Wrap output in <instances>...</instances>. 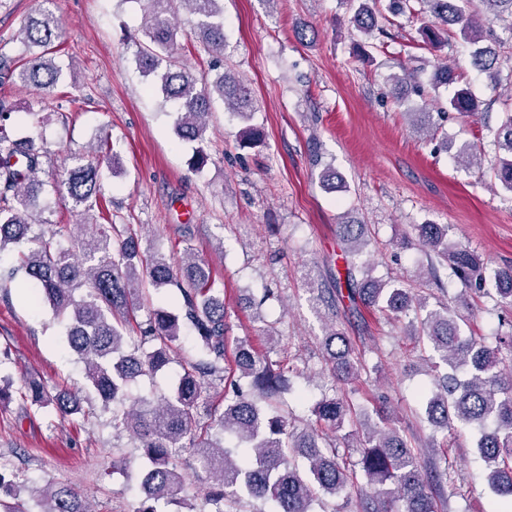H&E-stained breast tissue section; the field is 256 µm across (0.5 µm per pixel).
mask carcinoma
<instances>
[{
    "label": "carcinoma",
    "instance_id": "1",
    "mask_svg": "<svg viewBox=\"0 0 512 512\" xmlns=\"http://www.w3.org/2000/svg\"><path fill=\"white\" fill-rule=\"evenodd\" d=\"M196 16L201 43L211 54L223 55V0H145V21L141 27L135 62L147 75L156 77L157 90L166 102L176 106L175 133L194 142L204 138L207 118L214 100L239 114L251 107L247 86L234 75L223 72L214 79L200 75L179 60L177 25L169 14L174 2ZM485 13L512 18V0H479ZM472 0H389L388 10L397 15L407 10L423 17L422 33L436 50L448 45V26H460L471 47L470 65L492 83L500 75L499 53L484 44L487 30L471 10ZM354 27L369 37L381 30L379 15L369 0H359ZM60 22L52 13L40 12L23 29V42L42 53L14 67L0 45V75L12 77L39 89L57 84L58 67L45 54L57 37ZM478 101L469 88L456 90L448 110L472 115ZM12 112L0 102V250L9 243H27L21 268L26 274L22 287L42 296L56 316L68 319L65 343L86 364V381L97 393L103 407H112V426L126 431L144 449L145 468L141 482L143 498L136 512H160L158 503L180 499L185 479L179 469L178 451L183 441L210 473L207 491L211 512H224L227 503L243 495L261 500L268 512H311L313 502L336 498L365 480L372 492L360 498L361 512H438L437 494L441 483L451 477L444 444L431 440L415 449L395 426L390 408L380 414L382 425L350 433L347 447L313 427L298 429L277 404L291 390L294 369L280 360L259 355L250 342L239 340L228 359V325L224 290L215 287L208 267L187 249L174 263L157 252L139 250L138 235L130 224H108L88 237L80 232L71 247L59 245L62 230L31 234L26 216L41 206L44 182L38 172L42 152L31 141L12 136L8 122ZM436 116L443 118L445 113ZM434 114L411 112L414 129L428 132L435 126ZM495 144L507 157L495 159L494 179L512 192V113L505 114L494 134ZM66 199L72 208L86 213L103 197L99 170L78 165L68 172ZM419 243L450 264L453 275L467 288L486 292L498 305L512 307V266L493 270V290L486 289L483 264L463 248L448 250V226L417 224ZM347 269V298L350 310L376 308L387 315L404 316L418 339L428 343L433 357L431 370L445 366L435 375V386L426 405L428 421L448 432L456 424L478 432L476 448L486 463L488 485L495 494L494 512H512V326L492 336L461 335L457 316L446 305L419 311L411 289L390 286L369 276L356 257L369 245L367 227L354 221L337 225ZM175 288L181 312L165 308L148 311L139 320L140 307L133 302L142 285ZM191 327L199 349L196 360L182 365L172 395L157 400L132 398L127 387L141 375H152L170 363L177 342ZM325 364L338 384H348L362 374L376 373L365 355L356 351L349 337L332 325L324 337ZM231 385L233 397L224 398V409L198 418V409L208 402L210 392ZM312 409L316 421L336 432L350 422L357 410L353 402L332 388ZM24 397L31 404L54 407L61 415L80 410L79 398L55 390L38 380H25ZM235 443L226 445V437ZM359 458L348 460L350 449ZM41 512H90L84 497L67 486L43 491ZM0 512H27L15 482L0 474Z\"/></svg>",
    "mask_w": 512,
    "mask_h": 512
}]
</instances>
